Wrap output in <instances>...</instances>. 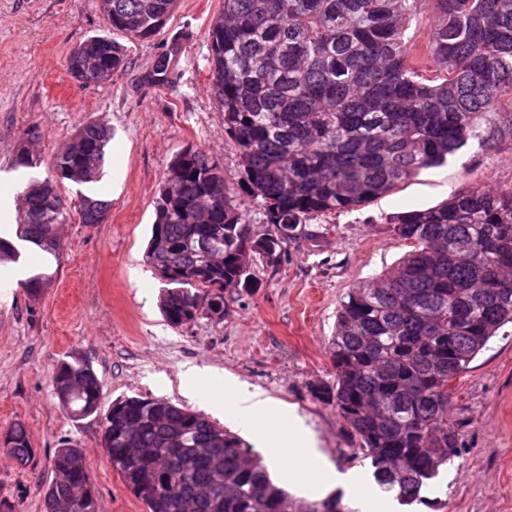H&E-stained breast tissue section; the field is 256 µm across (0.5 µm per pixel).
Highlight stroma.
<instances>
[{
  "instance_id": "35a3bbf8",
  "label": "stroma",
  "mask_w": 512,
  "mask_h": 512,
  "mask_svg": "<svg viewBox=\"0 0 512 512\" xmlns=\"http://www.w3.org/2000/svg\"><path fill=\"white\" fill-rule=\"evenodd\" d=\"M221 9L222 0H178L159 34L125 42V63L111 82L82 84L65 59L88 37L107 34L98 0H0V236L14 238L23 184L51 176L57 149L79 126L94 121L112 130L95 185L111 203L106 220L71 217L60 228L58 259L42 260L22 242L19 269H0V435L23 424L35 450L24 465L0 454V500L18 512H44L40 489L65 443L86 456L98 512H145L110 466L98 418H73L54 392V369L73 356L92 366L105 407L138 395L205 413L185 395L183 372L199 367L209 397L224 408L212 421L231 432L235 409L224 381L248 385L300 416L328 463L361 468L335 408L314 396L335 382L331 343L341 300L405 253L393 216L479 184L512 187V135L489 151L471 145L386 196L307 225L280 264H260V288L225 295L223 319L170 326L161 312L167 284L145 258L168 163L197 145L220 161L230 187L241 177L208 87V32ZM166 55L169 75L160 82L156 66ZM23 144L37 168L16 166ZM20 271L46 274L39 297L17 282ZM451 413L459 456L430 491V505L416 512H512L511 324L456 381Z\"/></svg>"
}]
</instances>
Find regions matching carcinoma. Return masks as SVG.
Masks as SVG:
<instances>
[{
	"mask_svg": "<svg viewBox=\"0 0 512 512\" xmlns=\"http://www.w3.org/2000/svg\"><path fill=\"white\" fill-rule=\"evenodd\" d=\"M177 0H112L108 27L129 41L157 34ZM431 16L413 63L406 31ZM92 53L124 65V48L100 40L66 58L85 83ZM210 84L222 99L224 136L239 151L244 202L199 147L169 162L155 201L146 259L170 273L162 314L172 326L224 318V292L260 286L257 262L283 256L301 224L348 212L439 168L471 142L492 149L512 133V0H223L209 31ZM112 140L83 124L53 157L55 179L29 178L16 236L53 258L69 211L56 181H96ZM111 203L82 191L83 224ZM253 224L271 229L256 237ZM411 250L389 271L354 285L332 339L336 382L315 397L336 408L385 493L426 503L421 490L459 457L452 383L512 324V188L476 186L398 214ZM65 410L99 416L108 461L146 512H345L341 498L304 502L277 486L261 458L206 416L165 399L122 397L101 409V387L80 358L52 374ZM0 451L34 455L15 424ZM45 512H97L81 449H55Z\"/></svg>",
	"mask_w": 512,
	"mask_h": 512,
	"instance_id": "carcinoma-1",
	"label": "carcinoma"
}]
</instances>
